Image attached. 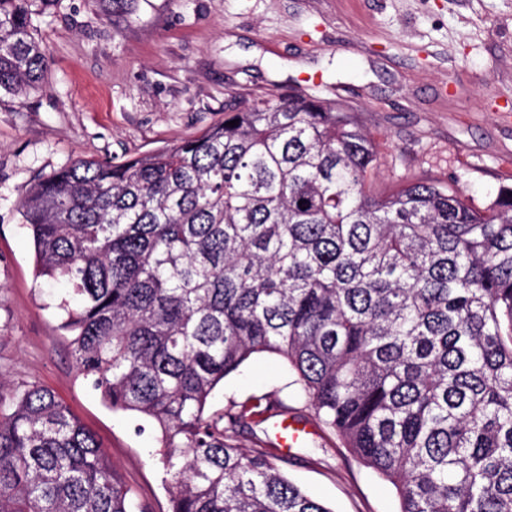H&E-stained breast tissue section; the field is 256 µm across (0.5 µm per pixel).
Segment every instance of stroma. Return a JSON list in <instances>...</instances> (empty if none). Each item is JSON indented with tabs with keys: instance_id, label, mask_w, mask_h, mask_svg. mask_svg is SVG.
<instances>
[{
	"instance_id": "1",
	"label": "stroma",
	"mask_w": 512,
	"mask_h": 512,
	"mask_svg": "<svg viewBox=\"0 0 512 512\" xmlns=\"http://www.w3.org/2000/svg\"><path fill=\"white\" fill-rule=\"evenodd\" d=\"M35 23L47 74L26 96L0 91V377L53 391L110 455L132 512H165L153 435L75 372L54 308L65 289L34 275L23 198L77 159L170 147L242 101L300 92L356 112L377 140L374 193L430 178L486 207L512 188V0H62ZM259 399L311 429L276 451L310 496L332 512H399L282 360L244 363L206 412Z\"/></svg>"
}]
</instances>
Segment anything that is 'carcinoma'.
<instances>
[{
  "label": "carcinoma",
  "mask_w": 512,
  "mask_h": 512,
  "mask_svg": "<svg viewBox=\"0 0 512 512\" xmlns=\"http://www.w3.org/2000/svg\"><path fill=\"white\" fill-rule=\"evenodd\" d=\"M0 0V90L48 61ZM236 120L238 125L228 126ZM351 110L255 97L180 144L78 159L21 202L78 375L157 432L168 512H331L211 416L224 378L273 354L400 512H512V192L475 207L417 180L377 196ZM102 444L54 392L0 379V512H130Z\"/></svg>",
  "instance_id": "carcinoma-1"
}]
</instances>
